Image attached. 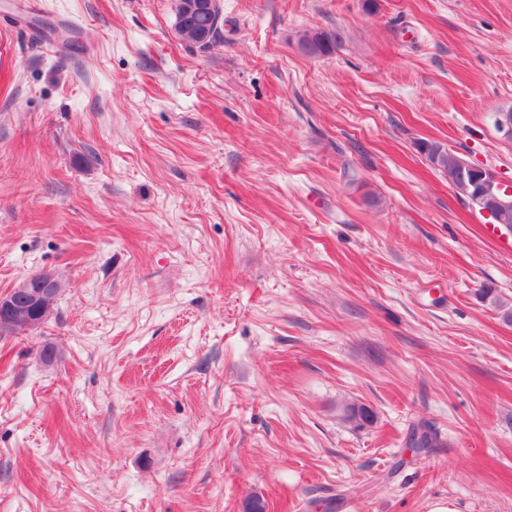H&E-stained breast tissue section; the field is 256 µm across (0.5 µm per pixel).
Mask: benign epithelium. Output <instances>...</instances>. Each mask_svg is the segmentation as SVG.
<instances>
[{"label": "benign epithelium", "instance_id": "benign-epithelium-1", "mask_svg": "<svg viewBox=\"0 0 512 512\" xmlns=\"http://www.w3.org/2000/svg\"><path fill=\"white\" fill-rule=\"evenodd\" d=\"M181 9L188 15L220 12L222 0H193L181 5ZM457 169L458 179L461 181L457 189L468 198L472 206L491 217L500 228L512 233V224L505 223L508 212L512 209V188L504 185L490 168L474 165L460 158ZM32 286L37 287V291L32 293V299L37 301L59 293L63 282L57 274L43 271L23 280L15 290L21 292Z\"/></svg>", "mask_w": 512, "mask_h": 512}]
</instances>
